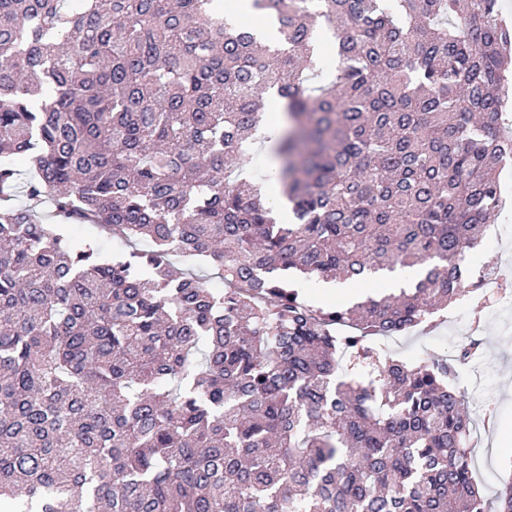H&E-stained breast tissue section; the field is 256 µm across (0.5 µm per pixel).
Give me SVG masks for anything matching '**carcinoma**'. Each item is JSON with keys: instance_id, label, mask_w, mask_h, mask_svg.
Segmentation results:
<instances>
[{"instance_id": "1", "label": "carcinoma", "mask_w": 512, "mask_h": 512, "mask_svg": "<svg viewBox=\"0 0 512 512\" xmlns=\"http://www.w3.org/2000/svg\"><path fill=\"white\" fill-rule=\"evenodd\" d=\"M221 2L0 0V512H487L454 362L366 339L482 288L512 27L497 0ZM403 268L352 306L295 280ZM70 235L75 241H80L84 238L95 240L102 254L107 256L125 252L129 249L120 238L106 234L93 224L75 226L70 231Z\"/></svg>"}]
</instances>
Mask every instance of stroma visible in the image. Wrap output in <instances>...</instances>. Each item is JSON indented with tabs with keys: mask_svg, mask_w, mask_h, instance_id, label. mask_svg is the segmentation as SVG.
I'll list each match as a JSON object with an SVG mask.
<instances>
[{
	"mask_svg": "<svg viewBox=\"0 0 512 512\" xmlns=\"http://www.w3.org/2000/svg\"><path fill=\"white\" fill-rule=\"evenodd\" d=\"M472 271L495 270L497 299L473 293L449 305L435 327L381 342L384 356L408 362L445 355L467 338L483 339L479 355L459 366L456 382L473 419V478L488 507L512 479V237L482 242L467 255Z\"/></svg>",
	"mask_w": 512,
	"mask_h": 512,
	"instance_id": "1",
	"label": "stroma"
}]
</instances>
